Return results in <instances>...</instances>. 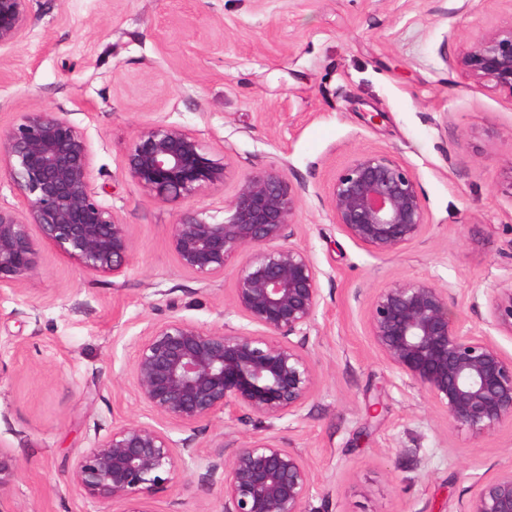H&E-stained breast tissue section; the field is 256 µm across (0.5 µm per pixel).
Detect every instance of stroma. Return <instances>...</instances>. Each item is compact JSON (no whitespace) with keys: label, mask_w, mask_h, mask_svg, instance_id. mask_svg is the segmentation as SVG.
<instances>
[{"label":"stroma","mask_w":512,"mask_h":512,"mask_svg":"<svg viewBox=\"0 0 512 512\" xmlns=\"http://www.w3.org/2000/svg\"><path fill=\"white\" fill-rule=\"evenodd\" d=\"M29 12L0 76V129L40 108L81 129L91 187L129 225L133 248L112 277L46 246L38 274L0 290V447L17 464L0 512H121L81 497L65 475L113 425L153 422L130 380L151 323L246 326L231 276L182 270L169 226L187 212L223 218L257 168L300 191L293 241L319 269L322 296L301 342L314 394L300 418L270 425L219 415L168 426L198 454L157 491L155 512H224L211 463L269 435L309 465L308 512H463L512 468V425L451 428L365 329L376 291L410 278L450 285L455 318L484 329L488 296L512 279V95L447 65L512 18V0H30ZM161 121L223 152V187L171 203L135 185L125 149ZM363 151L394 155L424 195V234L391 256L352 240L329 206L334 176Z\"/></svg>","instance_id":"obj_1"}]
</instances>
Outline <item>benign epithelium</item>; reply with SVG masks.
Returning a JSON list of instances; mask_svg holds the SVG:
<instances>
[{
  "instance_id": "obj_1",
  "label": "benign epithelium",
  "mask_w": 512,
  "mask_h": 512,
  "mask_svg": "<svg viewBox=\"0 0 512 512\" xmlns=\"http://www.w3.org/2000/svg\"><path fill=\"white\" fill-rule=\"evenodd\" d=\"M29 0H0V52L29 31ZM474 83L512 96V19L463 45L450 62ZM123 164L145 194L166 202L192 199L224 185V157L175 123L140 129ZM21 197V210L0 207V289L40 270L49 245L82 270L117 276L132 251L129 225L91 188L92 153L83 131L61 113L22 112L0 131V175ZM329 205L337 224L378 256L394 254L422 236L424 197L410 169L384 151L357 154L334 177ZM298 190L273 169L238 181L219 221L204 211L170 225L179 266L201 281L234 268L231 301L249 327L213 332L180 317L155 323L139 342L130 370L137 398L155 423L112 426L80 452L68 484L94 503H121L123 512H155L153 499L184 456L163 424L190 427L218 414L259 421L298 417L311 398L312 364L291 336H309L321 306L319 270L291 242ZM37 229L32 234L31 228ZM452 289L432 278L392 282L365 311L367 336L402 381L423 392L448 425L474 435L512 423V357L490 338L453 317ZM486 326L512 337V283L493 289ZM222 470L224 512H307L312 472L303 457L274 436L254 438ZM15 475L0 448V494ZM464 512H512V469L484 482Z\"/></svg>"
}]
</instances>
